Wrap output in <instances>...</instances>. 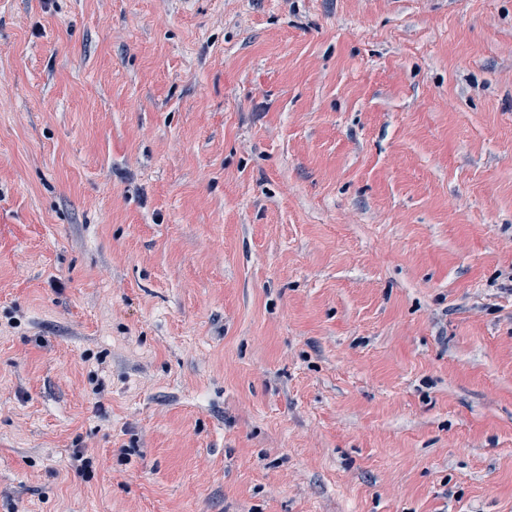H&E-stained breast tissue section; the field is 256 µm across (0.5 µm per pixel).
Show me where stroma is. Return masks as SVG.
Segmentation results:
<instances>
[{"label":"stroma","mask_w":512,"mask_h":512,"mask_svg":"<svg viewBox=\"0 0 512 512\" xmlns=\"http://www.w3.org/2000/svg\"><path fill=\"white\" fill-rule=\"evenodd\" d=\"M0 512H512V0H0Z\"/></svg>","instance_id":"obj_1"}]
</instances>
